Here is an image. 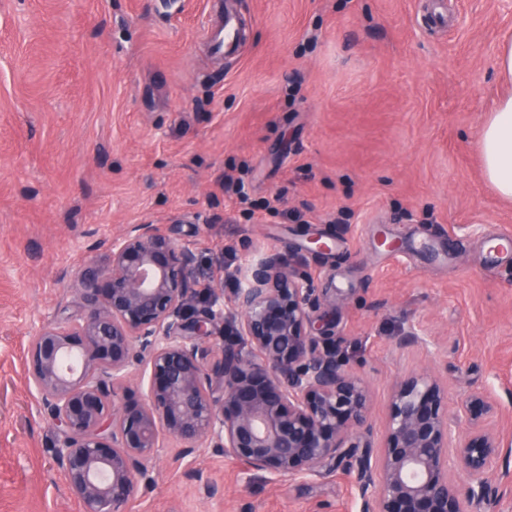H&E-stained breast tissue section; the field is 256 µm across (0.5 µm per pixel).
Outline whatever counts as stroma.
<instances>
[{"instance_id": "obj_1", "label": "stroma", "mask_w": 512, "mask_h": 512, "mask_svg": "<svg viewBox=\"0 0 512 512\" xmlns=\"http://www.w3.org/2000/svg\"><path fill=\"white\" fill-rule=\"evenodd\" d=\"M446 3L437 26L428 0H239L247 34L222 61L207 0H0V512H81L27 342L130 224L191 243L198 289L269 249L316 273L373 442L395 385L433 368L449 406L483 387L489 426L512 429V253L487 246L512 236V199L478 148L512 0ZM314 236L329 252H306ZM177 447L126 512L361 510L355 476L275 481Z\"/></svg>"}]
</instances>
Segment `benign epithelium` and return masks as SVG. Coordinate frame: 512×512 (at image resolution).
Returning a JSON list of instances; mask_svg holds the SVG:
<instances>
[{"label":"benign epithelium","instance_id":"7a95c632","mask_svg":"<svg viewBox=\"0 0 512 512\" xmlns=\"http://www.w3.org/2000/svg\"><path fill=\"white\" fill-rule=\"evenodd\" d=\"M187 245L158 224H131L107 269L79 276L81 311L28 341V382L58 436L55 461L83 512H125L167 434L184 460L210 448L275 478L357 473L363 512H486L493 463L512 437L486 424L482 388L458 404L428 372L398 383L378 451L369 393L336 356L332 305L305 268L278 252L198 290ZM221 339L220 351L209 344ZM465 475L457 483L448 465Z\"/></svg>","mask_w":512,"mask_h":512}]
</instances>
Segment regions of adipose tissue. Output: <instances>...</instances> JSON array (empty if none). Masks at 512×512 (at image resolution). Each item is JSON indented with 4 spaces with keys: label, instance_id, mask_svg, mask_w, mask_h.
<instances>
[{
    "label": "adipose tissue",
    "instance_id": "obj_1",
    "mask_svg": "<svg viewBox=\"0 0 512 512\" xmlns=\"http://www.w3.org/2000/svg\"><path fill=\"white\" fill-rule=\"evenodd\" d=\"M484 174L503 197L512 198V91L502 97L481 128Z\"/></svg>",
    "mask_w": 512,
    "mask_h": 512
}]
</instances>
